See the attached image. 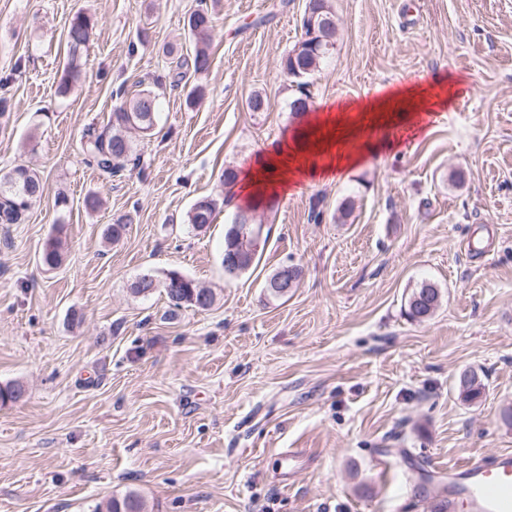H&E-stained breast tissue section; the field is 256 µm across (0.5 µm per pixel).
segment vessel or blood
Here are the masks:
<instances>
[{
    "instance_id": "vessel-or-blood-1",
    "label": "vessel or blood",
    "mask_w": 512,
    "mask_h": 512,
    "mask_svg": "<svg viewBox=\"0 0 512 512\" xmlns=\"http://www.w3.org/2000/svg\"><path fill=\"white\" fill-rule=\"evenodd\" d=\"M443 512H512V452L464 464L452 463L436 486Z\"/></svg>"
}]
</instances>
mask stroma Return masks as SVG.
Wrapping results in <instances>:
<instances>
[{"instance_id":"1","label":"stroma","mask_w":512,"mask_h":512,"mask_svg":"<svg viewBox=\"0 0 512 512\" xmlns=\"http://www.w3.org/2000/svg\"><path fill=\"white\" fill-rule=\"evenodd\" d=\"M276 2L207 0L211 67L174 90L163 49L183 42L196 0H0V173L25 164L44 184L24 223L0 224V386L25 389L0 404V512H97L129 493L146 512H433L420 467L512 450V0H331L336 52L312 109L448 74L465 93L346 180L256 209L261 260L228 281L225 170L307 126L282 66L305 0ZM79 11L96 25L62 94ZM150 87L144 166L105 179L82 132L107 123L116 90ZM254 91L265 111L248 110ZM203 197L218 208L197 231L187 213ZM55 232L64 261L49 270ZM287 265L299 281L270 297L265 278ZM172 270L214 304L133 293ZM425 281L440 304L409 321ZM467 371L485 385L473 404L458 396Z\"/></svg>"}]
</instances>
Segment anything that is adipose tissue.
Returning <instances> with one entry per match:
<instances>
[{
	"label": "adipose tissue",
	"mask_w": 512,
	"mask_h": 512,
	"mask_svg": "<svg viewBox=\"0 0 512 512\" xmlns=\"http://www.w3.org/2000/svg\"><path fill=\"white\" fill-rule=\"evenodd\" d=\"M460 85L444 77L427 89L405 86L354 105L322 109L308 123L310 138L304 146L281 143L237 175L235 199L248 207L269 205L303 183L343 179L369 156L397 150L402 139L392 127L424 132L425 112L446 109L460 95Z\"/></svg>",
	"instance_id": "obj_1"
}]
</instances>
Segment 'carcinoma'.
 Listing matches in <instances>:
<instances>
[{
	"label": "carcinoma",
	"mask_w": 512,
	"mask_h": 512,
	"mask_svg": "<svg viewBox=\"0 0 512 512\" xmlns=\"http://www.w3.org/2000/svg\"><path fill=\"white\" fill-rule=\"evenodd\" d=\"M205 0H198L187 21L188 40L194 43L192 54H180L173 63V85L179 86L188 72L205 73L210 66L209 47L212 40V18L204 8ZM94 22L82 12L76 13L67 28V45L69 56L64 68V75L59 85V92L65 93L81 74L82 53L86 50ZM322 28H316L315 36L302 42L300 51L290 50L283 58V68L295 83L296 96L290 102V111L302 115L310 108L312 83L309 78L319 71L332 52L322 46ZM158 100L149 89L139 91L130 99L113 109L106 127L99 129L87 126L81 137V148L87 165L98 170L102 175L112 177L123 169H136L142 166L141 154L137 153L130 133L137 131L142 136L151 133L156 124ZM43 192L39 176L24 165H17L0 174V224H20L33 201ZM216 202L204 198L197 201L187 214L188 223L197 230H202L214 220ZM130 218L121 216L105 230V238L116 242L126 233ZM260 229L246 218L235 215L234 221L224 236L223 261L240 258L236 270L224 269V278L233 280L248 271L260 260L257 253V241ZM41 260L44 265L55 268L63 260V243L58 237L49 236L42 248ZM155 287L163 288L171 306L183 305L207 309L214 303V294L207 288L200 287L195 280L178 271H170L163 281L155 282ZM440 297L435 284L423 282L415 288L407 301V315L414 321L423 322L434 313ZM459 382L465 383V389L458 390L459 397L465 402L477 400L484 389V384L474 372L460 376ZM107 512H144L145 503L134 495L128 494L121 499H112L107 503Z\"/></svg>",
	"instance_id": "cac0c4a2"
}]
</instances>
